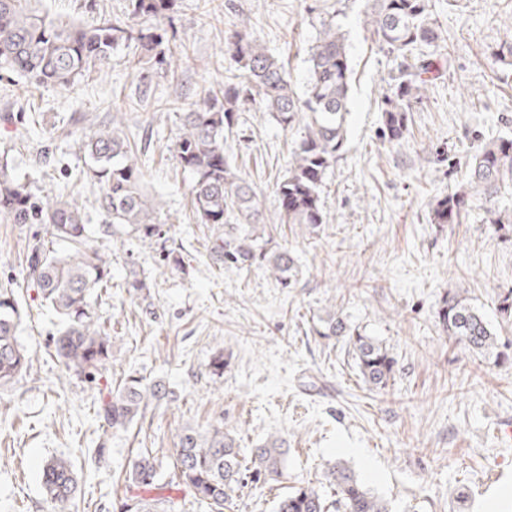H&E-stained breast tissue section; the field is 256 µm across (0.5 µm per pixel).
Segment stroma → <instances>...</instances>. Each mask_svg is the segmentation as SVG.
I'll list each match as a JSON object with an SVG mask.
<instances>
[{"label":"stroma","instance_id":"35a3bbf8","mask_svg":"<svg viewBox=\"0 0 512 512\" xmlns=\"http://www.w3.org/2000/svg\"><path fill=\"white\" fill-rule=\"evenodd\" d=\"M312 0H173L164 47L179 49L177 78L143 62L136 43L120 44L107 63L70 90L42 87L0 70V164L30 182L36 196L74 193L92 224L104 225L98 185L80 145L83 127L121 118L144 164L148 194L160 208L159 236L97 233L110 260L107 289L94 311L112 336L106 376L130 371L162 381L171 400L98 450L102 394L54 356V317L23 267L38 237L53 250L47 225L0 215V286L15 288L24 318L19 341L32 366L0 389V512H48L44 465L68 459L79 478L73 512H120L122 480L139 450L167 460L183 426L223 416L243 452L270 435L286 438L278 480L246 479L230 512H275L279 495L310 484L329 492L327 470L345 462L391 512H452L465 490L466 512H512V374L449 343L436 318L449 290L466 294L512 349V321L497 312L512 290V231L487 224L474 206L460 224H434L430 210L465 177L459 163L485 142L512 134V67H490L512 42V0H429L439 35L423 57L445 61L409 114L401 145L380 140L394 67L364 25L365 0H346L342 27L352 64L347 144L322 188L326 222L315 231L281 220L277 186L288 171L302 123L282 128L257 103L239 112L227 148L258 194L272 246L299 268L283 288L264 269L214 267L206 259L210 225L191 204L192 178L172 148L180 106L220 98L238 73L228 45L237 32L257 37L282 60L296 91L308 75L315 35ZM129 0H31L49 18L100 25L127 16ZM182 247L186 271L164 266ZM149 283L128 291L131 271ZM336 309L376 337L397 359L392 386L362 383L344 340L309 335L312 319ZM223 352V377L209 363Z\"/></svg>","mask_w":512,"mask_h":512}]
</instances>
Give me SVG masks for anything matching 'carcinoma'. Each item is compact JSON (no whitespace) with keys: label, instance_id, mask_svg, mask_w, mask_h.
I'll list each match as a JSON object with an SVG mask.
<instances>
[{"label":"carcinoma","instance_id":"carcinoma-1","mask_svg":"<svg viewBox=\"0 0 512 512\" xmlns=\"http://www.w3.org/2000/svg\"><path fill=\"white\" fill-rule=\"evenodd\" d=\"M24 0H0V65L38 85L69 88L78 84L95 63L109 60L112 50L136 41L141 55L168 66L159 49L163 35L149 23L166 18L171 0H130L126 21L91 28L48 19L22 6ZM315 13V36L308 51V79L298 94L283 65L248 34H236L229 44L242 71L241 81L224 87L223 99H209L180 113V131L174 143L179 165L192 175L191 200L202 224L214 231L209 259L217 267L254 266L269 271L288 288L298 274L288 250L265 247L262 203L251 185L240 177L226 148L240 106L260 101L284 128L303 121L304 135L294 151L288 175L278 184L277 196L286 224L313 230L325 222L320 189L328 171L341 156L347 139L351 88V61L346 36L338 17L342 10ZM365 26L379 46L400 60L392 75V95L385 98L382 140L397 146L408 132V112L434 74L433 63L416 58L438 35L429 18L428 0H367ZM93 178L99 183L98 210L112 220L101 231H129L145 238L160 235L154 222L155 206L142 186L139 158L121 128H87L81 139ZM463 185L439 199L431 212L435 224H459L474 203H481L489 223L505 228L512 216L495 207L502 187L512 184V135L482 145L467 165ZM0 214L15 224H46L51 235L66 244L62 255L40 239L27 245L25 281L56 312L60 321L54 341L56 357L67 369L96 382L105 377L112 356V336L90 311L92 297L107 287L110 263L93 248L94 230L85 207L69 195L37 199L29 185L0 167ZM436 317L448 341L490 360L495 368L512 367V355L498 350V342L484 316L458 291L442 298ZM22 323L15 289L0 288V389L13 385L31 365L18 341ZM330 340L343 338L359 377L372 390H386L395 375L396 360L373 336L347 325L329 310L310 329ZM165 385L145 383L129 374L109 387L99 417L103 437L98 452L109 440L127 432L169 398ZM172 449L169 482H161L162 463L145 452L125 474L124 512H147V495L167 488L187 492L208 512H224L240 489V477L250 471L276 479L283 475L286 439H266L246 456L236 439L224 432L219 415L201 433L184 427ZM335 502L343 512H390L388 503L375 496L352 469L338 461L328 471ZM78 480L71 463L56 459L43 468L42 489L49 512H69ZM276 512H329L328 499L314 486L295 488L279 498Z\"/></svg>","mask_w":512,"mask_h":512}]
</instances>
